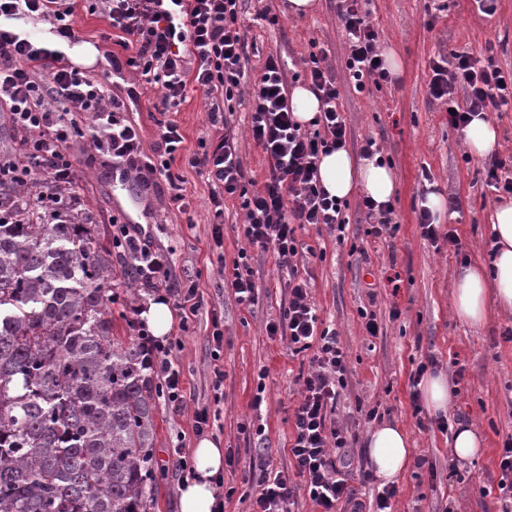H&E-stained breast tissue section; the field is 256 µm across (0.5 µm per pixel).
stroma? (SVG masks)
<instances>
[{"mask_svg":"<svg viewBox=\"0 0 512 512\" xmlns=\"http://www.w3.org/2000/svg\"><path fill=\"white\" fill-rule=\"evenodd\" d=\"M286 0H243L241 22L248 30L246 76L255 80L268 55L280 56L299 84L309 82L311 54L324 55L323 65L336 78L339 104L347 124L346 147L360 154L366 140H375L389 159L396 180L393 218L395 237L369 235L370 218L361 193L347 200L348 222L344 242L327 228L307 224L296 232L295 259L300 277L310 283L311 297L324 325L335 329L347 354L345 385L340 390L334 418L354 440L355 461L367 462L365 436L371 429L369 409L379 421L398 422L407 430L414 466L400 478L392 512H499L498 458L504 440L512 435V314L490 310L487 321L470 325L453 316L454 272L463 261H480L491 241L489 216L499 195L486 184V159L468 154L461 130L448 124L447 106L428 91L431 61L455 50L481 55L491 51L502 69H512V0H488L489 11L476 0H359V6L379 37L380 49L392 50L401 63L392 82L356 91L344 67L347 34L337 18V0H319L316 12L291 18ZM278 15L267 25L264 10ZM73 27L76 39L99 51L87 76L107 84L113 96L124 100L129 117L140 126L145 152L158 140V123L177 122L184 137L171 170L183 180L190 207L173 201L165 180L146 189L147 206H139L113 187L112 165L92 146V129L82 123L83 135L73 142L76 180L73 189L82 199L92 223L111 233L112 222L130 216L141 224L152 245L171 249L175 273L193 280L203 305L187 326H175L172 337L181 347L177 360L182 373L186 408L176 415L165 405L155 413V462L163 471L147 497L148 512H178L179 480L168 469L176 446L192 451L198 437L192 429L195 408L208 407L215 419L208 438L221 440L233 462L224 468V485L232 496L224 512H252L254 483L244 481L258 452L274 467L289 468L291 416L300 401L302 377L309 370L310 352H294L287 338L268 336L266 325L279 320L288 307V271L276 256L249 247L242 233L245 215L238 202L224 203V247L211 239V187L188 157L199 151L200 140L216 133L204 95L189 90L185 102L168 114L154 105L157 87L140 85L131 69L115 73L113 60L129 56L101 16L97 0H79ZM229 126L237 138L238 153L249 178L263 185L269 160L251 138L248 112L240 99L231 102ZM435 188L446 200L441 231H452L463 249L446 240L430 243L420 236L419 200L426 188ZM246 253L256 284L253 305L239 304L232 287L234 263ZM112 290V331L133 341L131 309L149 296L132 278H116ZM373 312L380 326L369 336L359 315ZM220 316L224 347L212 360V318ZM434 361L437 370L452 375L463 367L465 376L454 388L449 417L473 423L483 446L467 461H451V435L432 423L429 412L414 414L410 375L417 365ZM221 365L224 385L213 387V367ZM261 407H254L256 393ZM264 427L263 435L248 423Z\"/></svg>","mask_w":512,"mask_h":512,"instance_id":"obj_1","label":"stroma"}]
</instances>
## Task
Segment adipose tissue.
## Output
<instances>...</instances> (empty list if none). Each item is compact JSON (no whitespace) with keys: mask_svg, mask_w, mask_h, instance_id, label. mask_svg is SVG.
Returning <instances> with one entry per match:
<instances>
[{"mask_svg":"<svg viewBox=\"0 0 512 512\" xmlns=\"http://www.w3.org/2000/svg\"><path fill=\"white\" fill-rule=\"evenodd\" d=\"M320 182L338 199L362 191L376 202L385 203L396 191L395 176L375 159L354 156L347 149L321 156ZM492 243L488 261L460 268L455 274L452 311L459 319L481 325L490 308L512 313V200L496 206L491 216ZM368 462L380 484L397 479L407 469L410 438L397 423L377 426L367 437ZM195 476L179 490V512H215L216 493L213 478L224 468V450L220 441L209 438L197 442L193 450Z\"/></svg>","mask_w":512,"mask_h":512,"instance_id":"ef3b65f1","label":"adipose tissue"}]
</instances>
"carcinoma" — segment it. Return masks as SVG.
Returning a JSON list of instances; mask_svg holds the SVG:
<instances>
[{"label":"carcinoma","instance_id":"1","mask_svg":"<svg viewBox=\"0 0 512 512\" xmlns=\"http://www.w3.org/2000/svg\"><path fill=\"white\" fill-rule=\"evenodd\" d=\"M0 202V512H147L159 390L112 334V240Z\"/></svg>","mask_w":512,"mask_h":512}]
</instances>
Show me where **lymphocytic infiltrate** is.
Returning <instances> with one entry per match:
<instances>
[{"label":"lymphocytic infiltrate","instance_id":"f902f5d3","mask_svg":"<svg viewBox=\"0 0 512 512\" xmlns=\"http://www.w3.org/2000/svg\"><path fill=\"white\" fill-rule=\"evenodd\" d=\"M359 0H340L337 16L349 37L345 66L357 90L367 83L381 85L391 74L380 59L378 34L358 6ZM109 28L118 31L145 82L157 86L155 108L168 112L187 98L189 87L208 100L211 124L224 123V104L232 100L245 79L247 32L241 25V0H99ZM73 0H0V112L6 113L16 135L8 154H0V184H25L31 173L49 180L53 203L68 212L79 211L81 200L70 194L75 171L72 132L85 119L92 120L96 151L111 164L125 167L142 184L164 177L176 186L170 159L183 140L178 125L163 123L153 156L143 152L139 127L127 118L109 89L71 67L59 48L32 39L19 21L49 22L59 39L75 38ZM189 51H181L182 39ZM310 86L320 101L318 129L309 132L293 115L286 70L279 58L267 57L248 100L250 134L266 153L269 175L262 188L251 189L231 132L205 141L188 159L205 174L212 191V240L224 244V202L239 200L246 214L244 237L249 245L273 251L282 266H291L298 254L297 227L322 224L345 231L343 203L320 183V155L345 147L347 125L337 100L336 81L310 58ZM433 99L446 101L448 124L464 128L479 112L512 105V70L496 66L492 58L478 59L449 51L431 66ZM466 93L464 105L451 98L455 87ZM131 224L116 225L112 246L128 262L136 277L152 293L175 300L183 317L196 315L202 302L196 284L180 283L173 273L169 252L142 242ZM288 307L279 321L267 324L271 336L287 337L298 350H312L311 370L303 379L302 397L293 417V439L288 449L291 470L270 472L268 460L258 464L257 495L252 512H290L295 484L303 482L321 512H365L351 478L367 482V471H355L348 449L352 442L336 426L334 414L339 389L345 383L346 355L336 331L319 329L316 308L307 280L290 276ZM130 326L149 365L160 379V396L172 411H181L185 397L181 372L173 354L179 344L152 336L138 318Z\"/></svg>","mask_w":512,"mask_h":512}]
</instances>
